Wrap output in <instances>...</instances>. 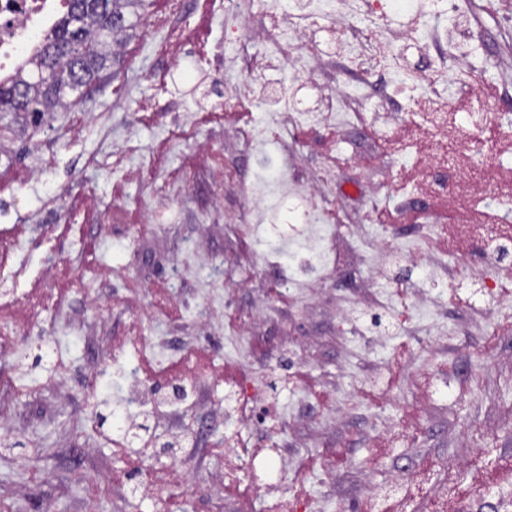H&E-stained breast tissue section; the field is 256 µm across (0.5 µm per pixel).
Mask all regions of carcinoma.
Here are the masks:
<instances>
[{
  "label": "carcinoma",
  "instance_id": "carcinoma-1",
  "mask_svg": "<svg viewBox=\"0 0 512 512\" xmlns=\"http://www.w3.org/2000/svg\"><path fill=\"white\" fill-rule=\"evenodd\" d=\"M29 74L0 81V132L14 131L16 117L37 124L73 94L112 68L115 36L130 28L128 17L146 10L149 0H68Z\"/></svg>",
  "mask_w": 512,
  "mask_h": 512
}]
</instances>
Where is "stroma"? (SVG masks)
<instances>
[{
    "label": "stroma",
    "mask_w": 512,
    "mask_h": 512,
    "mask_svg": "<svg viewBox=\"0 0 512 512\" xmlns=\"http://www.w3.org/2000/svg\"><path fill=\"white\" fill-rule=\"evenodd\" d=\"M167 2L134 19L111 74L71 111L14 135L0 164V258L25 270L34 299L0 348L18 442L0 449V512H455L495 497L512 478V296L483 283L512 261L479 259L467 276L457 250L425 241L416 262V204L396 223L367 221L371 200L416 193L407 166L422 155L421 127L390 124L369 98L367 127L296 132L293 175L334 174L317 196L343 218L323 243L338 269L302 275L304 224L268 205L250 229L239 186L286 169L282 147L253 153L243 142L267 116L268 91L308 92L258 54L248 122H202L223 97L212 70L224 58V0H188L174 37L149 27ZM481 2L465 25L491 32L483 82L501 89L512 84V28L498 18L512 7ZM434 209L451 230L498 221L481 196ZM47 328L64 345L59 387L33 362ZM145 355L182 371L189 398L172 401V383L148 380L162 408L133 423L182 443L132 472L133 448L92 417L119 407L120 367ZM314 388L329 397L317 410ZM195 417L222 454L184 438Z\"/></svg>",
    "instance_id": "1"
}]
</instances>
